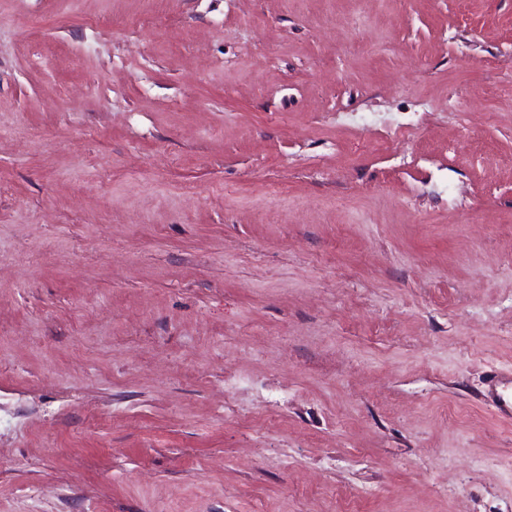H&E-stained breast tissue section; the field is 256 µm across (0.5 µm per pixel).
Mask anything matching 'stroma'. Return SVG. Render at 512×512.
Instances as JSON below:
<instances>
[{
	"label": "stroma",
	"instance_id": "35a3bbf8",
	"mask_svg": "<svg viewBox=\"0 0 512 512\" xmlns=\"http://www.w3.org/2000/svg\"><path fill=\"white\" fill-rule=\"evenodd\" d=\"M496 377L512 0H0V512H512Z\"/></svg>",
	"mask_w": 512,
	"mask_h": 512
}]
</instances>
